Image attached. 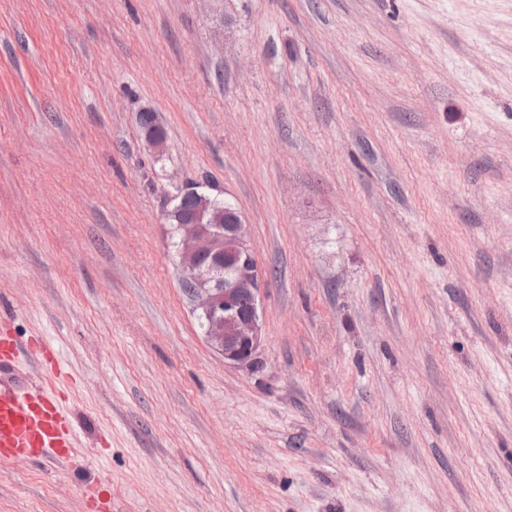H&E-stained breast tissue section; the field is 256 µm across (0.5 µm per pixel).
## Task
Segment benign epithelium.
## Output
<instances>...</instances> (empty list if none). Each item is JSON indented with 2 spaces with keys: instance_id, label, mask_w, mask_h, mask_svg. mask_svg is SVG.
<instances>
[{
  "instance_id": "benign-epithelium-1",
  "label": "benign epithelium",
  "mask_w": 512,
  "mask_h": 512,
  "mask_svg": "<svg viewBox=\"0 0 512 512\" xmlns=\"http://www.w3.org/2000/svg\"><path fill=\"white\" fill-rule=\"evenodd\" d=\"M214 212L211 197L198 194L193 214L176 227V252L206 340L224 362L250 365L261 343V272L241 209L230 210L225 225Z\"/></svg>"
}]
</instances>
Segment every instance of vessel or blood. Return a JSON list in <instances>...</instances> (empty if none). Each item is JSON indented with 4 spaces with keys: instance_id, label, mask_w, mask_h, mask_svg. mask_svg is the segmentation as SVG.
Wrapping results in <instances>:
<instances>
[{
    "instance_id": "b4317fda",
    "label": "vessel or blood",
    "mask_w": 512,
    "mask_h": 512,
    "mask_svg": "<svg viewBox=\"0 0 512 512\" xmlns=\"http://www.w3.org/2000/svg\"><path fill=\"white\" fill-rule=\"evenodd\" d=\"M16 357L13 341L0 337V460L65 459L75 447L78 427L51 394L17 387L12 376Z\"/></svg>"
}]
</instances>
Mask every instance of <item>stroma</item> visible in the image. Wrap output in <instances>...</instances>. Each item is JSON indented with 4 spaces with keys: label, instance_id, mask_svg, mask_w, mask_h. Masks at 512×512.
<instances>
[{
    "label": "stroma",
    "instance_id": "1",
    "mask_svg": "<svg viewBox=\"0 0 512 512\" xmlns=\"http://www.w3.org/2000/svg\"><path fill=\"white\" fill-rule=\"evenodd\" d=\"M191 189L244 214L253 366ZM0 336L78 426L0 512H512V0H0ZM184 192L177 207L191 216L176 227L175 242L189 297L203 319V333L225 363L250 365L261 343V272L250 249L240 207L220 224L211 197ZM174 205V206H175Z\"/></svg>",
    "mask_w": 512,
    "mask_h": 512
}]
</instances>
